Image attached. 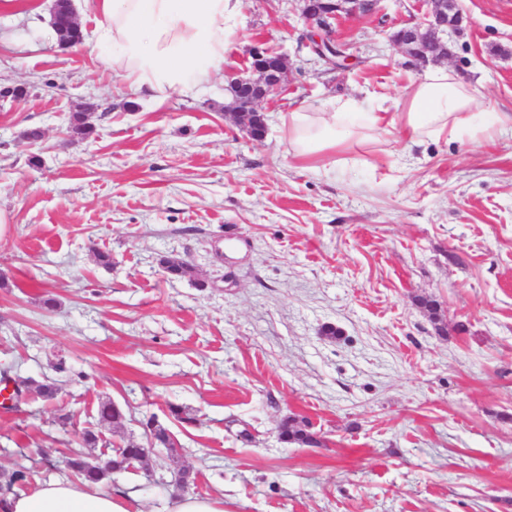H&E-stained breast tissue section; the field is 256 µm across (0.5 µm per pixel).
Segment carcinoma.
Wrapping results in <instances>:
<instances>
[{"mask_svg":"<svg viewBox=\"0 0 512 512\" xmlns=\"http://www.w3.org/2000/svg\"><path fill=\"white\" fill-rule=\"evenodd\" d=\"M162 272L170 278H191L194 268L187 262L176 257H163L159 260ZM27 394L34 398L53 400L56 398L59 386L57 380L48 376L40 380L32 379L26 382ZM124 414L116 407L112 400L106 399L99 403L97 421L100 426H111L117 430L122 428ZM148 445H143L132 439L124 442L114 453L105 460L97 459L93 454L96 448H107L111 442L104 439L102 432L87 429L82 433L79 447L81 450L70 453L65 460V466L73 472L86 485L92 486L106 480L114 471H126L137 464H144L148 456L147 446L166 448L176 452L172 446L169 431L157 420L156 416H149L142 422ZM281 439L298 446H319L321 439L307 430L304 421L293 417L283 420L279 425ZM4 483L0 485V506L6 505V496L13 492L16 485L26 480L21 471L3 475Z\"/></svg>","mask_w":512,"mask_h":512,"instance_id":"carcinoma-1","label":"carcinoma"}]
</instances>
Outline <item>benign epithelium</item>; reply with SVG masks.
Returning a JSON list of instances; mask_svg holds the SVG:
<instances>
[{
  "instance_id": "obj_1",
  "label": "benign epithelium",
  "mask_w": 512,
  "mask_h": 512,
  "mask_svg": "<svg viewBox=\"0 0 512 512\" xmlns=\"http://www.w3.org/2000/svg\"><path fill=\"white\" fill-rule=\"evenodd\" d=\"M430 10L421 23L391 37L403 54L417 65L436 63L450 56L448 31H457L462 20L460 0H427ZM378 0H324L326 11H314L304 0L303 16L310 27L332 32L331 20L343 16L368 14ZM51 27L59 45L66 46L74 30L80 28L73 0H54ZM254 63L243 73L229 79L224 90L230 96L224 112L236 125L255 139L262 137L265 116L261 105L278 95L285 82L288 61L285 56L266 57L260 47L251 52Z\"/></svg>"
}]
</instances>
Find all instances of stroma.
I'll list each match as a JSON object with an SVG mask.
<instances>
[{"label":"stroma","mask_w":512,"mask_h":512,"mask_svg":"<svg viewBox=\"0 0 512 512\" xmlns=\"http://www.w3.org/2000/svg\"><path fill=\"white\" fill-rule=\"evenodd\" d=\"M51 5L0 16V84L28 90L0 101V367L66 370L54 402L0 408V473L26 472L31 490L59 480L107 397L125 415L112 443L145 442L153 414L180 444L105 480L131 512H170L185 493L223 496L224 512H512V135L389 136L326 174L276 128L331 97L370 92L395 111L420 68L390 34L425 0L336 24L360 59L338 72L300 47L301 0H240L223 72L160 102L113 68L86 0L82 44L58 48ZM463 16L448 66L511 109L512 0H463ZM258 43L289 69L254 140L224 114V77ZM77 112L91 136L70 133ZM167 255L194 278L165 277ZM289 416L322 445L282 442Z\"/></svg>","instance_id":"35a3bbf8"}]
</instances>
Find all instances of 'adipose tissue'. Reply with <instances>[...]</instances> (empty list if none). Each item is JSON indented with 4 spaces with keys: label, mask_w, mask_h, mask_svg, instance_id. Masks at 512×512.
I'll use <instances>...</instances> for the list:
<instances>
[{
    "label": "adipose tissue",
    "mask_w": 512,
    "mask_h": 512,
    "mask_svg": "<svg viewBox=\"0 0 512 512\" xmlns=\"http://www.w3.org/2000/svg\"><path fill=\"white\" fill-rule=\"evenodd\" d=\"M239 0H88L102 21L95 31L136 92L157 99L193 92L224 68L230 21ZM288 156L332 172L336 153L368 139L399 132L410 144L465 140L475 145L512 134V112L485 107L478 89L445 66L416 77L397 112L370 99L324 100L278 115ZM9 512H130L128 499L98 487L54 481L10 496Z\"/></svg>",
    "instance_id": "obj_1"
}]
</instances>
